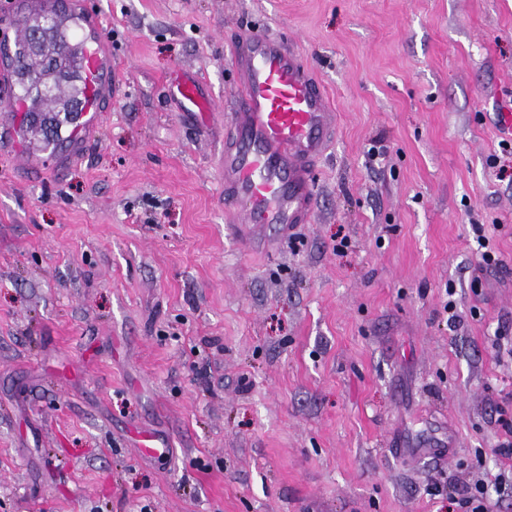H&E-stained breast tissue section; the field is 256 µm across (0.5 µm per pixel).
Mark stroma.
Here are the masks:
<instances>
[{
  "mask_svg": "<svg viewBox=\"0 0 512 512\" xmlns=\"http://www.w3.org/2000/svg\"><path fill=\"white\" fill-rule=\"evenodd\" d=\"M91 3L124 95L84 148L62 112L0 145V512H446L482 483L512 512V0ZM258 26L339 129L312 222L253 250L221 160ZM181 69L208 128L166 97ZM472 230L474 234H476L478 245L481 247L480 252V266L486 268H496L502 265V259H500V255L489 247V238L484 235L483 225L476 224L473 225Z\"/></svg>",
  "mask_w": 512,
  "mask_h": 512,
  "instance_id": "1",
  "label": "stroma"
}]
</instances>
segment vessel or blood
<instances>
[{"mask_svg": "<svg viewBox=\"0 0 512 512\" xmlns=\"http://www.w3.org/2000/svg\"><path fill=\"white\" fill-rule=\"evenodd\" d=\"M80 0H0V104L25 107L12 75L14 44L29 17L65 13L71 36L84 46L83 110L87 125L112 109L117 68L101 39V22ZM239 73L237 110L224 126V209L240 223L279 227L310 223L315 197L312 175L336 129L325 92L309 63L294 48L255 29L235 39ZM167 93L179 112L209 119L212 99L194 76L176 72Z\"/></svg>", "mask_w": 512, "mask_h": 512, "instance_id": "obj_1", "label": "vessel or blood"}]
</instances>
